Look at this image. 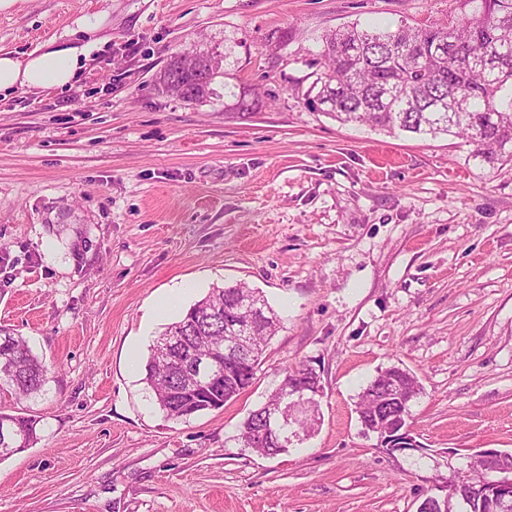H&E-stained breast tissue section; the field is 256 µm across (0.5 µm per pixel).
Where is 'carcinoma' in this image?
I'll return each instance as SVG.
<instances>
[{
    "label": "carcinoma",
    "mask_w": 512,
    "mask_h": 512,
    "mask_svg": "<svg viewBox=\"0 0 512 512\" xmlns=\"http://www.w3.org/2000/svg\"><path fill=\"white\" fill-rule=\"evenodd\" d=\"M480 2L469 18L445 26L401 25L386 32H368L356 26L323 35L317 66L321 72L305 93L307 102L336 121L371 124L418 135L447 134L474 146L475 155L492 163L512 159V0ZM236 39H224V111L251 112L259 106V93L234 82ZM189 101L213 94L210 84L188 81ZM259 296L267 318L258 322L253 340L259 354L247 365L224 356V336L234 331L232 311L239 298ZM279 317L265 296L246 283L214 287L178 321L171 323L149 350L143 382L155 404L174 421H186L219 410L254 383L275 336ZM180 334L181 353L192 364V352L224 365V382L213 391L182 395V378L167 366V335ZM50 368L21 336L0 329V388L18 397L40 392ZM314 375L303 365L286 371L268 400L250 412L241 435L245 446L265 456L284 452L277 443L250 442L262 429L266 414L279 405L288 380ZM421 393L416 376L391 366L380 371L359 395L356 412L362 426L377 429L394 415L405 421L410 402ZM37 420L0 411V459L37 443ZM512 475V453L501 454L494 466L478 456L468 474H454L440 485L448 512H503L498 499L485 491L490 469Z\"/></svg>",
    "instance_id": "cac0c4a2"
}]
</instances>
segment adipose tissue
<instances>
[{"label": "adipose tissue", "mask_w": 512, "mask_h": 512, "mask_svg": "<svg viewBox=\"0 0 512 512\" xmlns=\"http://www.w3.org/2000/svg\"><path fill=\"white\" fill-rule=\"evenodd\" d=\"M103 15H87L77 22L80 33L86 35L83 43L67 47L46 42L39 50L18 55L0 50V96H6L20 88L31 90L62 89L70 85L83 70L99 32Z\"/></svg>", "instance_id": "1"}]
</instances>
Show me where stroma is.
Wrapping results in <instances>:
<instances>
[{
	"label": "stroma",
	"instance_id": "stroma-1",
	"mask_svg": "<svg viewBox=\"0 0 512 512\" xmlns=\"http://www.w3.org/2000/svg\"><path fill=\"white\" fill-rule=\"evenodd\" d=\"M470 0H19L0 49L102 43L70 86L0 100V328L51 368L0 393L38 443L0 460V512H417L478 452L512 453V165L450 135L342 124L311 109L322 35L471 16ZM237 49L259 109L159 91L180 51ZM260 289L280 328L254 384L167 419L131 369L215 286ZM179 305L156 315L174 287ZM308 364L309 438L274 457L239 438ZM414 373L416 448L389 452L356 404L380 369Z\"/></svg>",
	"mask_w": 512,
	"mask_h": 512
}]
</instances>
